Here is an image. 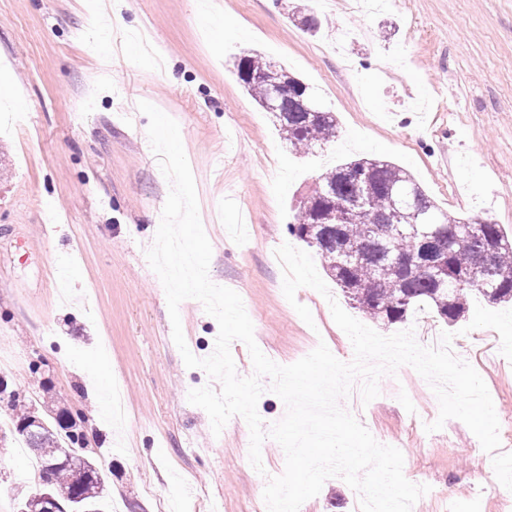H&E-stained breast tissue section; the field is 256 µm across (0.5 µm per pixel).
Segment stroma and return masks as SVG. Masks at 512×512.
<instances>
[{
    "instance_id": "1",
    "label": "stroma",
    "mask_w": 512,
    "mask_h": 512,
    "mask_svg": "<svg viewBox=\"0 0 512 512\" xmlns=\"http://www.w3.org/2000/svg\"><path fill=\"white\" fill-rule=\"evenodd\" d=\"M111 2L122 23L92 46L94 0H0V87L23 111L20 129L0 132V376L38 414L72 413L83 455L103 465L106 512H261L285 453L265 439L255 470L244 418L216 435L187 400L220 384L185 366L146 259L170 184L138 104L178 123L199 209H221L204 226L209 277L240 295L260 350L289 365L322 342L346 358L329 303L365 314L332 282L327 298L297 291L305 323L272 255L321 174L363 156L408 170L442 211L512 237V0H387L370 14L308 0ZM309 12L317 31L299 24ZM245 50L307 84L335 112L336 140L292 151L235 75ZM179 312L191 353L210 356L217 321L195 299ZM422 318L452 333L498 419H512V305L474 295L453 324L420 307L373 328L389 336ZM379 389L362 424L401 451L412 483L442 488L419 499L422 512H499L506 490L468 427L426 431L439 405L425 379L404 365ZM30 461L22 440L0 441V512H16ZM355 496L332 477L300 512H354Z\"/></svg>"
}]
</instances>
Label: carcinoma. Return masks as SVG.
<instances>
[{"label":"carcinoma","mask_w":512,"mask_h":512,"mask_svg":"<svg viewBox=\"0 0 512 512\" xmlns=\"http://www.w3.org/2000/svg\"><path fill=\"white\" fill-rule=\"evenodd\" d=\"M235 69L262 107L271 88H288L275 120L291 149L310 154L337 137L336 113L303 108L314 99L300 79L249 52ZM288 231L315 249L346 297L377 322H401L427 304L454 323L464 316L472 291L492 304L512 302V238L490 221L465 222L442 212L409 172L390 161L360 158L326 172ZM422 241L442 259L444 272L423 266ZM393 253L411 265L394 262ZM0 406L10 431L23 438L40 465L35 490L20 500L18 512L45 496L67 512H104L99 468L85 458L77 474L68 460L67 453L84 440L70 412L55 413L51 422L43 417L28 431L24 423L32 409L16 392L0 390Z\"/></svg>","instance_id":"1"}]
</instances>
